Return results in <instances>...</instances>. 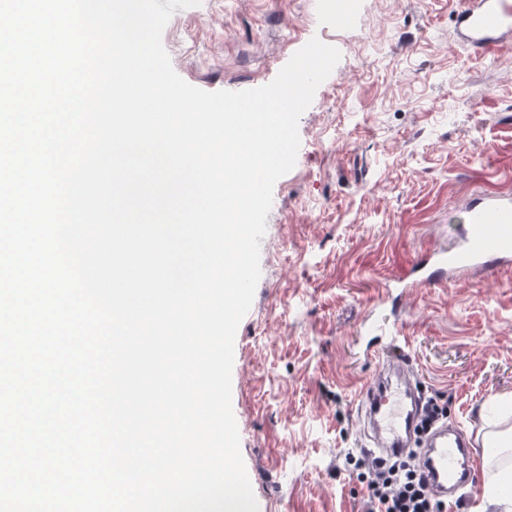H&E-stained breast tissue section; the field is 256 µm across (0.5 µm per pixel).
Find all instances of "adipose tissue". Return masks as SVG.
I'll return each instance as SVG.
<instances>
[{
  "label": "adipose tissue",
  "mask_w": 512,
  "mask_h": 512,
  "mask_svg": "<svg viewBox=\"0 0 512 512\" xmlns=\"http://www.w3.org/2000/svg\"><path fill=\"white\" fill-rule=\"evenodd\" d=\"M483 447L488 454V490L485 505L512 507V426H496L484 434Z\"/></svg>",
  "instance_id": "1"
}]
</instances>
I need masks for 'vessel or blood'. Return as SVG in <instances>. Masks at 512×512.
<instances>
[{
    "label": "vessel or blood",
    "mask_w": 512,
    "mask_h": 512,
    "mask_svg": "<svg viewBox=\"0 0 512 512\" xmlns=\"http://www.w3.org/2000/svg\"><path fill=\"white\" fill-rule=\"evenodd\" d=\"M457 38L466 47L492 54L512 46V0H464L456 16ZM512 260V194L489 192L468 205V225L461 239L431 262L439 270L465 273L490 270ZM406 358L388 357L362 389V409L370 453L401 457L413 445L419 427L420 400ZM417 463L437 500L473 485L479 461L461 428L439 426L428 431Z\"/></svg>",
    "instance_id": "b4317fda"
}]
</instances>
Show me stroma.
I'll return each mask as SVG.
<instances>
[{
    "label": "stroma",
    "mask_w": 512,
    "mask_h": 512,
    "mask_svg": "<svg viewBox=\"0 0 512 512\" xmlns=\"http://www.w3.org/2000/svg\"><path fill=\"white\" fill-rule=\"evenodd\" d=\"M463 0H202L162 34L206 91L272 82L311 38L341 58L301 115L274 185L261 277L236 333L232 406L259 512H364L345 457L365 448L359 390L399 327L426 396L481 448L482 407L512 396V267L405 287L453 245L479 192H512V52L455 38Z\"/></svg>",
    "instance_id": "stroma-1"
}]
</instances>
